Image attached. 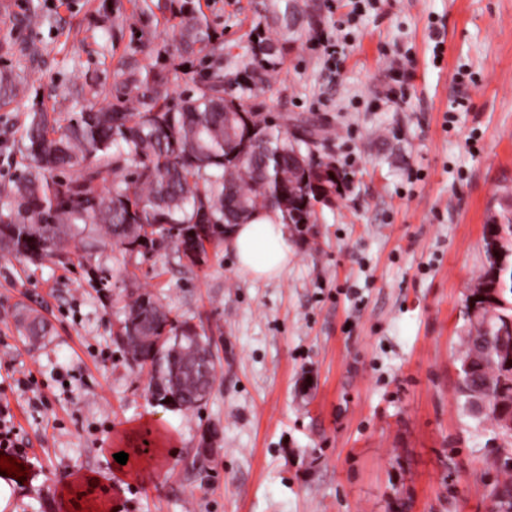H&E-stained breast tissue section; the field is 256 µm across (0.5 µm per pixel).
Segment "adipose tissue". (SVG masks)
<instances>
[{
  "mask_svg": "<svg viewBox=\"0 0 512 512\" xmlns=\"http://www.w3.org/2000/svg\"><path fill=\"white\" fill-rule=\"evenodd\" d=\"M224 247L233 254L238 271L253 280L283 276L293 257L288 226L275 209L259 211L249 222L227 227Z\"/></svg>",
  "mask_w": 512,
  "mask_h": 512,
  "instance_id": "obj_1",
  "label": "adipose tissue"
}]
</instances>
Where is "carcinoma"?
Wrapping results in <instances>:
<instances>
[{
	"mask_svg": "<svg viewBox=\"0 0 512 512\" xmlns=\"http://www.w3.org/2000/svg\"><path fill=\"white\" fill-rule=\"evenodd\" d=\"M290 0L264 4V27L277 30L272 38L257 31L251 45L249 81L240 86L238 106L227 104L233 81L216 62L221 43L195 0H141L138 21L143 47L164 63L147 66L132 53L119 67L115 85L117 103L99 109L71 112L64 119L39 107L28 112L13 148L25 165L18 178L0 182V254L38 262L77 254L79 264L99 273L100 283L112 287V275L101 266L98 246L86 234L99 227L121 252L146 255L173 244L176 251L207 246L224 239V212L229 201L234 220L248 222L263 209L275 208L288 224H311L315 204L330 206L345 179L331 160L302 150L309 141L288 134L244 103L243 94L258 96L288 55L295 34ZM165 22L171 37L155 41L149 24ZM215 58L194 90L174 102L167 62L183 63L197 55ZM21 79L0 70V110L18 103ZM257 127L255 143L230 155L232 144L247 125ZM119 181L105 188L108 177ZM490 237L512 240V204L501 208L487 224ZM75 243V251L67 248ZM478 278L484 290L467 296L470 305L488 318L469 322L460 358L456 399L462 412L482 424L486 421L502 440L506 452L501 467L512 472V429L498 422L497 412L512 414V252L486 259ZM25 336H44L47 326L30 311L17 314ZM188 324L171 316L149 293L130 294L118 317L119 343L135 361L150 362L148 394L179 410L200 406L211 395L216 369L213 360L200 362L210 352L211 339L178 329ZM170 334L161 352L154 339ZM494 505L512 512V479L493 487Z\"/></svg>",
	"mask_w": 512,
	"mask_h": 512,
	"instance_id": "1",
	"label": "carcinoma"
}]
</instances>
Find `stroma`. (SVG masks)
<instances>
[{
    "label": "stroma",
    "mask_w": 512,
    "mask_h": 512,
    "mask_svg": "<svg viewBox=\"0 0 512 512\" xmlns=\"http://www.w3.org/2000/svg\"><path fill=\"white\" fill-rule=\"evenodd\" d=\"M224 70L250 57L256 0H200ZM0 0V29L43 49L6 133L33 103L59 117L104 106L137 48L133 0ZM302 23L276 80L251 104L280 126L309 118L346 172L333 206L293 225L278 279L241 275L223 243L185 266L174 247L124 257L103 247L112 286L78 262L0 256V403L26 465L8 512H67L79 490L101 512H493L503 475L489 425L458 408L465 298L484 269L486 225L512 202V0H299ZM444 39L433 61L432 29ZM345 42L328 55L325 38ZM408 57L405 102L387 61ZM153 294L213 342L217 379L194 411L147 399V374L116 343L127 292ZM49 324L32 341L16 314ZM33 375L29 402L15 378ZM219 435L204 466L206 428ZM128 455L126 464L113 457Z\"/></svg>",
    "instance_id": "35a3bbf8"
}]
</instances>
